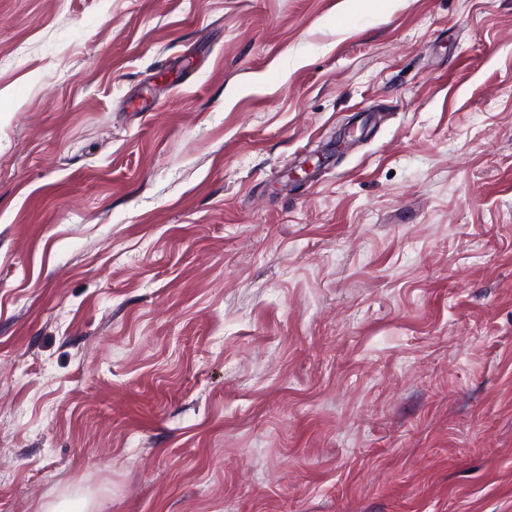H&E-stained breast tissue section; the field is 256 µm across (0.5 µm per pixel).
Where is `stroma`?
Returning a JSON list of instances; mask_svg holds the SVG:
<instances>
[{"label":"stroma","instance_id":"1","mask_svg":"<svg viewBox=\"0 0 512 512\" xmlns=\"http://www.w3.org/2000/svg\"><path fill=\"white\" fill-rule=\"evenodd\" d=\"M85 498L512 512V0H0V512Z\"/></svg>","mask_w":512,"mask_h":512}]
</instances>
